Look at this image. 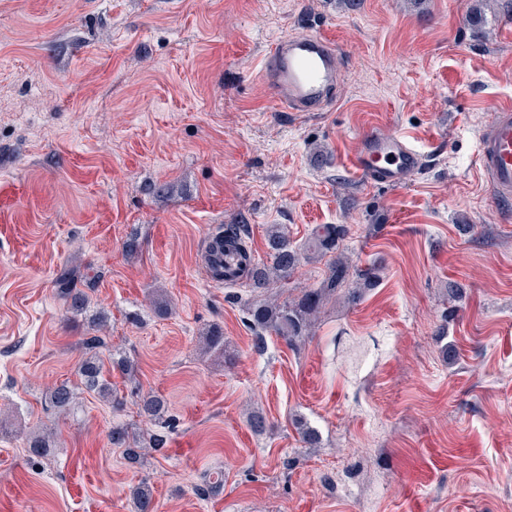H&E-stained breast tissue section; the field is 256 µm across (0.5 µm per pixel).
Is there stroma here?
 Wrapping results in <instances>:
<instances>
[{
    "mask_svg": "<svg viewBox=\"0 0 512 512\" xmlns=\"http://www.w3.org/2000/svg\"><path fill=\"white\" fill-rule=\"evenodd\" d=\"M479 6L0 0V512H134L142 481L157 512H512V199L475 167L512 105V0L470 25ZM307 31L342 79L321 111L287 112L257 70ZM369 127L424 153L407 184L350 169ZM221 224L245 225L259 258L268 225L297 246L348 225L343 250L381 281L329 302L299 347L256 337L250 308L316 287L327 262L270 290L218 284L203 252ZM70 277L80 314L58 294ZM215 328L223 349L201 353ZM95 333L137 366L112 375L121 406L80 391L75 412L45 410ZM150 391L159 425L138 414ZM119 424L160 443L129 463ZM206 473L220 495L196 494Z\"/></svg>",
    "mask_w": 512,
    "mask_h": 512,
    "instance_id": "stroma-1",
    "label": "stroma"
}]
</instances>
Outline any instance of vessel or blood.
Wrapping results in <instances>:
<instances>
[{"mask_svg": "<svg viewBox=\"0 0 512 512\" xmlns=\"http://www.w3.org/2000/svg\"><path fill=\"white\" fill-rule=\"evenodd\" d=\"M275 105L298 112H316L331 101L341 74L334 48L323 37L306 32L274 43L259 70ZM477 169L491 193L512 198V107L498 109L479 135ZM423 162L422 152L408 135L386 136L366 130L349 161L368 183L406 184Z\"/></svg>", "mask_w": 512, "mask_h": 512, "instance_id": "1", "label": "vessel or blood"}]
</instances>
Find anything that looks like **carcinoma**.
Instances as JSON below:
<instances>
[{
    "label": "carcinoma",
    "mask_w": 512,
    "mask_h": 512,
    "mask_svg": "<svg viewBox=\"0 0 512 512\" xmlns=\"http://www.w3.org/2000/svg\"><path fill=\"white\" fill-rule=\"evenodd\" d=\"M349 229L345 224H322L313 233L314 250L321 255L336 254L332 258L325 278L316 288H309L300 296L283 303L266 302L252 308L251 324L257 336L273 332L283 338L288 345L295 347L304 342L319 319V315L327 301L338 292L344 293V298L354 304L362 296L364 290L374 285L379 278V269L374 263L357 265L350 262L342 251L341 246L347 237ZM245 225H219L212 232L207 247L206 263L211 278L216 282L224 280V261L218 257L217 249L227 245L248 252L244 237ZM267 258L254 262L250 286L266 288L275 281L290 278L300 265L303 257L291 243L288 233L279 224H271L267 230ZM59 295L69 303L70 308L79 312L85 309L86 296L76 287V283L68 281L59 289ZM104 345V339L91 336L83 340V346L90 351L79 363L78 373L84 390L101 397L112 396V382L109 376L117 370L124 376H132L135 364L126 357H111L104 362L95 350ZM76 398L75 389L64 382L45 393L46 405L60 411L71 409ZM140 415L150 421L163 419V400L154 394L147 393L140 397ZM110 442L117 448H123L129 462L136 464L141 454L134 445L139 443L137 436L130 435L128 429L116 427L109 435ZM135 512H154V496L152 487L142 482L130 490Z\"/></svg>",
    "instance_id": "carcinoma-1"
}]
</instances>
